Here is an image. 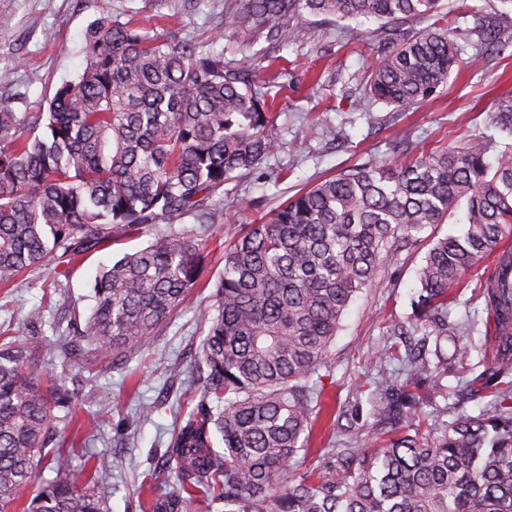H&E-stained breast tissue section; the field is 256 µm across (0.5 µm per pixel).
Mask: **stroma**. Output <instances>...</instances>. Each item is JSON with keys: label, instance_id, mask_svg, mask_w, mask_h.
Masks as SVG:
<instances>
[{"label": "stroma", "instance_id": "stroma-1", "mask_svg": "<svg viewBox=\"0 0 512 512\" xmlns=\"http://www.w3.org/2000/svg\"><path fill=\"white\" fill-rule=\"evenodd\" d=\"M105 12L134 19L152 34L174 35L199 46L221 39L226 59L236 56L232 36L224 32V0H0V16L10 19L0 25V69L13 72L12 84H0V103L19 113L46 111L57 87L83 72L85 34ZM299 26V41L280 57L267 58L262 72L263 78L275 76L280 82L273 103L279 114L272 130L275 150L266 167L245 175L238 195L225 197L218 223L198 224L187 217L177 224L206 242L209 257L202 287L188 293L148 349L126 365L114 366L86 346L67 359L54 350L36 351L43 373L83 396V414L95 419L94 426L80 429L70 423L66 409L55 411L58 427L77 433L82 443L76 466L98 456L110 461L112 478L101 489L110 512H141V500L178 485L176 469L163 478L158 470L180 419L202 398L203 377L190 367L207 333L197 314L201 307L213 305V284L224 268V245L239 235L249 216L271 211L281 199L320 178L390 157V143L402 129L413 132L408 151L412 157L460 144L472 134H492L489 115L496 100L512 93V57L480 59L449 78L443 93L416 112L400 114L382 103L358 111L353 76L377 55L368 39L372 22H336L308 14ZM314 124L326 129L324 138H312ZM151 238L148 231L132 232L76 261L50 260L0 287V343L69 335L94 304L92 283L98 266L147 246ZM427 250V243L421 242L400 251L394 262L380 269L373 287L349 305L325 366L310 378L335 406L339 421H318L310 449L298 454L291 477L325 465L332 449L341 447L349 434L372 425L368 397L357 388L374 375L377 350L392 342L403 349L416 347L421 333L410 320L411 302ZM490 273V260L481 261L448 300L449 324L473 346L470 367L461 369L451 358L453 343L444 344L449 359L440 366V381L450 396L445 399L424 388L426 424L450 422L458 413L478 415L491 400L477 382L497 359L491 342L493 318L481 295ZM35 308L42 309L44 318L32 325L27 316ZM145 405L153 412L143 418L139 411Z\"/></svg>", "mask_w": 512, "mask_h": 512}]
</instances>
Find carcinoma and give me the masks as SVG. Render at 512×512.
<instances>
[{"label": "carcinoma", "mask_w": 512, "mask_h": 512, "mask_svg": "<svg viewBox=\"0 0 512 512\" xmlns=\"http://www.w3.org/2000/svg\"><path fill=\"white\" fill-rule=\"evenodd\" d=\"M374 19L382 46L354 76L369 99L414 112L468 64V46L512 56L492 18L461 26L453 0H224V28L248 58L264 41L288 47L304 14ZM431 21L414 36L397 28ZM86 66L63 82L47 112L0 104V281L49 257L73 261L128 231L154 230L147 246L99 267L95 305L76 335L122 365L197 287L207 255L175 222L213 224L229 185L274 152L271 86L224 64V51L150 34L105 12L86 36ZM491 125L512 139V95ZM492 138L421 152L409 162L373 161L299 191L244 225L224 246L215 304L199 311L207 333L198 366L204 392L171 439L180 486L148 512H188L195 492L221 487L224 512H512V338L485 386L493 400L425 434L420 425L383 443L336 448L326 470L296 480L289 467L317 420L307 379L326 363L349 304L379 269L425 230L465 208L463 231L432 239L418 271L415 320L422 342L448 339V292L512 232V144L495 162ZM494 321H512V292L485 289ZM369 394L375 424L419 416V383L437 372L423 350L375 355ZM39 370L32 346H0V512H109L100 459L82 481L73 450L57 449L55 477L26 500L56 431L54 408L84 400ZM224 402L215 409L209 398ZM220 437L224 448H214Z\"/></svg>", "instance_id": "1"}]
</instances>
